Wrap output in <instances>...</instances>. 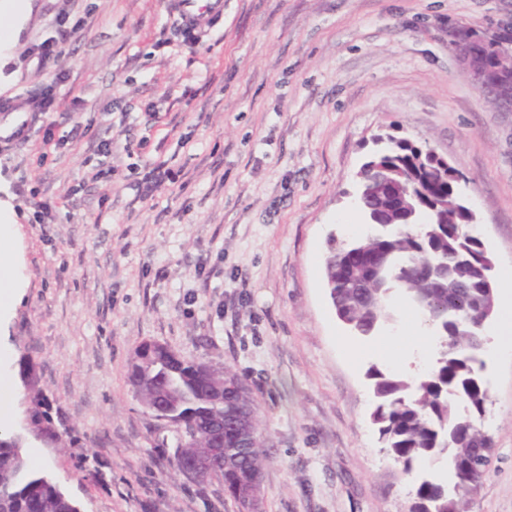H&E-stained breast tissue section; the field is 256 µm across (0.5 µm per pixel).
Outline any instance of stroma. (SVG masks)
Instances as JSON below:
<instances>
[{
    "instance_id": "35a3bbf8",
    "label": "stroma",
    "mask_w": 512,
    "mask_h": 512,
    "mask_svg": "<svg viewBox=\"0 0 512 512\" xmlns=\"http://www.w3.org/2000/svg\"><path fill=\"white\" fill-rule=\"evenodd\" d=\"M63 14L75 25L63 54L36 70L29 51ZM460 29L511 30L512 0H224L223 21L194 46L172 0H35L0 59V94L27 101L62 75L48 114L61 146L39 161L44 131L32 127L25 145L0 147V167L27 194L78 195L41 223L14 203L25 288L0 324L11 352L0 429L40 446L41 473L79 512L240 510L162 459L177 434L127 379L146 340L251 389L268 449L260 512H407L418 475L371 420L367 374L389 351L337 319L324 258L329 236L362 225L357 173L392 134L448 160L496 269L512 266V112L478 90L452 44ZM112 137L126 155L84 184ZM163 159L179 181L142 199L145 163ZM480 358L493 451L470 512H512V357L490 345ZM26 366L60 443L28 431Z\"/></svg>"
}]
</instances>
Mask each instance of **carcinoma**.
<instances>
[{
	"label": "carcinoma",
	"instance_id": "cac0c4a2",
	"mask_svg": "<svg viewBox=\"0 0 512 512\" xmlns=\"http://www.w3.org/2000/svg\"><path fill=\"white\" fill-rule=\"evenodd\" d=\"M472 68L485 81L512 90V36L481 37L460 32ZM456 170L416 143L399 138L365 165L359 207L367 231L351 238L365 254L389 255L390 266L360 265L341 275L346 258L335 236L328 239L324 275L338 319L357 335H371L391 320L389 303L398 291L434 328L438 346L432 365L411 378L372 371L375 408L372 424L379 439L403 464H444L453 497L440 490L438 478L419 484L409 512H467L473 482H483L492 449L474 463L483 437L486 394L475 381L481 349L469 318L488 299L481 239L474 211L455 192ZM238 375L224 366L164 353L137 352L128 382L152 416L192 434L186 445L167 452L180 469L178 453L201 456L211 473L192 482L205 492L212 481L237 496L249 475L266 457L255 405H247V384L230 388ZM30 427L55 437L47 399L36 383L27 385ZM25 438L0 434V512H78L47 476L29 470Z\"/></svg>",
	"mask_w": 512,
	"mask_h": 512
}]
</instances>
